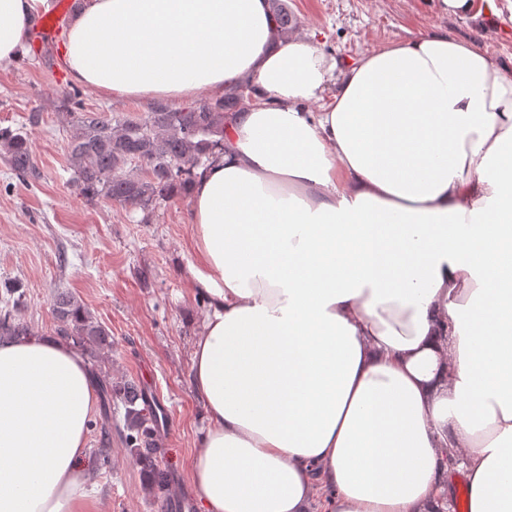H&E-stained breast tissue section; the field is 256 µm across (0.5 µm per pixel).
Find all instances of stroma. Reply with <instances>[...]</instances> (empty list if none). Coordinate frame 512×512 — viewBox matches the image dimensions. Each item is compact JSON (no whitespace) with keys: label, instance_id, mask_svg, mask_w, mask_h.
I'll use <instances>...</instances> for the list:
<instances>
[{"label":"stroma","instance_id":"stroma-1","mask_svg":"<svg viewBox=\"0 0 512 512\" xmlns=\"http://www.w3.org/2000/svg\"><path fill=\"white\" fill-rule=\"evenodd\" d=\"M296 30L312 33L339 61L421 31L442 32L487 47L512 69V0H471L467 16L436 10L431 0H286ZM503 27H495V20ZM47 49L46 67L32 47L0 67V128L26 127L41 172L24 183L0 159V299L21 293L18 316L38 336L54 333L52 304L59 292L74 295L112 336L108 368L113 382L135 383L159 399L164 420L156 428L161 468L169 488L192 493L188 476L206 425V407L190 383L194 344L208 303L194 289L190 200L175 197L142 223L141 211L77 196L64 149L66 124L54 90L68 83L64 41ZM41 120L29 125L31 111ZM102 412L89 425L94 494L102 512H158L143 473L127 448L124 407L112 404V435L102 441ZM105 448L110 463L94 455Z\"/></svg>","mask_w":512,"mask_h":512}]
</instances>
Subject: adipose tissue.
<instances>
[{"mask_svg":"<svg viewBox=\"0 0 512 512\" xmlns=\"http://www.w3.org/2000/svg\"><path fill=\"white\" fill-rule=\"evenodd\" d=\"M48 6L0 0V66ZM66 36L107 94L253 87L189 214L202 512H443L455 463L512 512V71L428 32L343 67L269 0H82ZM96 407L68 343L0 342V512H95Z\"/></svg>","mask_w":512,"mask_h":512,"instance_id":"ef3b65f1","label":"adipose tissue"}]
</instances>
